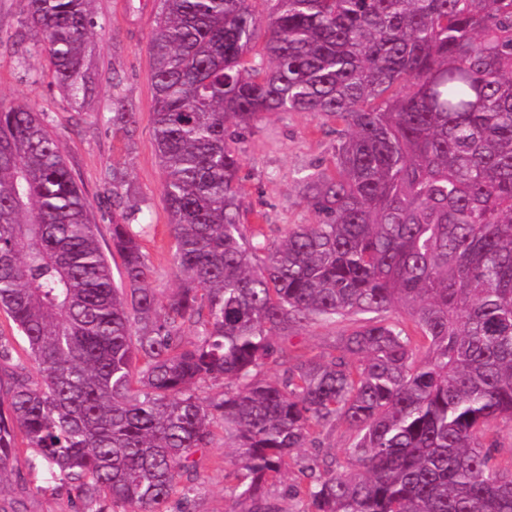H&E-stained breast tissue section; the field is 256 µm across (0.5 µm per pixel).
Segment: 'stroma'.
<instances>
[{
  "label": "stroma",
  "instance_id": "35a3bbf8",
  "mask_svg": "<svg viewBox=\"0 0 512 512\" xmlns=\"http://www.w3.org/2000/svg\"><path fill=\"white\" fill-rule=\"evenodd\" d=\"M159 0H95L94 42L86 66L89 95L73 101L56 85L47 56L31 52L33 34L24 22L21 0H0V101L45 113L76 181L89 200L104 251H111L112 170L127 174L137 222L146 230L143 250L152 269L150 286L165 297L178 281L173 270L174 240L162 196L164 174L153 138V91L149 45ZM135 115L131 134L112 129L116 109ZM336 136L329 122L312 112L272 114L246 133L239 173L245 196L242 221L262 224L277 240L289 225L316 220L300 179L329 166ZM234 449L216 434L210 448L196 456L197 478L189 500L173 497L170 512H236L232 471ZM21 453L0 482V512H74L66 490L37 492L45 474L31 470Z\"/></svg>",
  "mask_w": 512,
  "mask_h": 512
}]
</instances>
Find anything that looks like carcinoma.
I'll return each mask as SVG.
<instances>
[{
  "label": "carcinoma",
  "mask_w": 512,
  "mask_h": 512,
  "mask_svg": "<svg viewBox=\"0 0 512 512\" xmlns=\"http://www.w3.org/2000/svg\"><path fill=\"white\" fill-rule=\"evenodd\" d=\"M22 2L58 87L85 95L92 0ZM274 2L262 18L252 0H160L166 298L125 172L106 253L45 114L0 104V310L39 367L0 333V479L21 434L82 512H169L222 424L239 512H280L268 490L293 465L302 512H512V458L489 439L512 424V0ZM288 112L340 129L334 172L302 179L318 220L272 240L240 220V135ZM347 318L318 353L286 347ZM338 423L342 458H299Z\"/></svg>",
  "instance_id": "carcinoma-1"
}]
</instances>
